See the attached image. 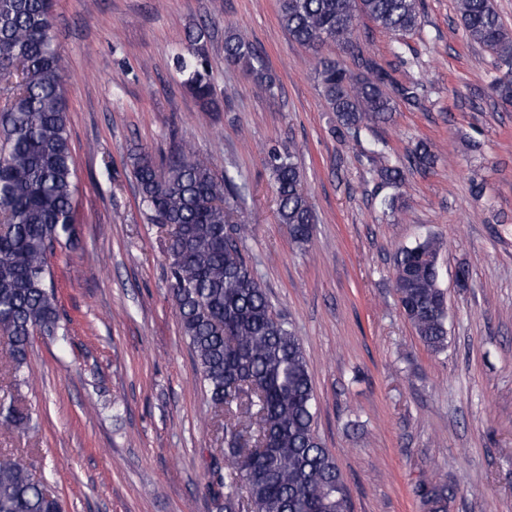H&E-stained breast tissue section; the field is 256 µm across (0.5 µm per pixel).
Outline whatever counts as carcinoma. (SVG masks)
<instances>
[{"label": "carcinoma", "instance_id": "obj_1", "mask_svg": "<svg viewBox=\"0 0 512 512\" xmlns=\"http://www.w3.org/2000/svg\"><path fill=\"white\" fill-rule=\"evenodd\" d=\"M422 0H278L281 28L315 56L332 133L362 143L389 122L396 100L420 101L422 84L396 83L357 36L365 17L394 36L421 21ZM467 39L512 66V29L495 0H457ZM203 26L191 29V51L175 65L200 111L218 107ZM328 41L357 52L360 72L319 55ZM224 61L258 90L280 89L265 51L231 32ZM0 338L7 341L14 381H29L28 353L36 333L66 340L50 258L76 246V171L68 133V103L55 43L51 0H0ZM147 219L166 231L170 288L183 336L214 413H224V460L213 458L207 483L211 512H345L342 472L316 431L317 404L307 360L290 322L275 311L266 288L239 247L245 221L233 220L240 186L229 171L191 149L160 161L146 149L131 155ZM408 165L430 169L436 155L418 144ZM266 165L277 195L279 222L298 243L308 241L316 213L291 152L271 147ZM405 165H381L382 184L400 188ZM443 242L427 235L394 255L392 287L404 318L427 348L448 346V305L436 265ZM31 416L0 403V430L23 432ZM418 493L430 512H447L448 485L428 480ZM0 512H65L12 455L0 454Z\"/></svg>", "mask_w": 512, "mask_h": 512}]
</instances>
